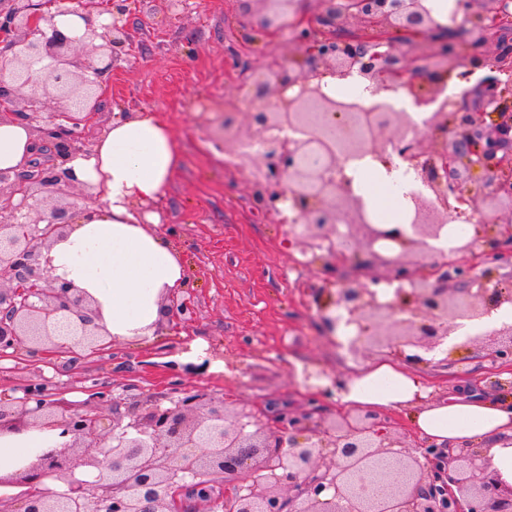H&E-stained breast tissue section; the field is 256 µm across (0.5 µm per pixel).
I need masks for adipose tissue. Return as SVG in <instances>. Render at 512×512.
<instances>
[{
    "label": "adipose tissue",
    "mask_w": 512,
    "mask_h": 512,
    "mask_svg": "<svg viewBox=\"0 0 512 512\" xmlns=\"http://www.w3.org/2000/svg\"><path fill=\"white\" fill-rule=\"evenodd\" d=\"M39 144L26 124L0 118V170H16L36 156ZM182 164L171 128L143 114H115L93 148L69 158L66 169L80 184L103 194L102 205L82 209L67 237L43 254L51 276L72 283L91 296L109 333L140 341L154 334L161 316L163 292L182 286L181 260L170 240L142 224L137 205L161 197ZM378 182L368 185L364 171ZM345 176L367 208L397 206L387 192L396 170L375 158L348 161ZM339 408L414 410L412 423L422 437L453 452L481 448L506 483L512 484V404L484 392L451 391L437 401L427 399L419 377L394 361L368 365L349 377L338 392ZM55 435L33 429L0 435V475L18 462L36 461L53 446Z\"/></svg>",
    "instance_id": "1"
}]
</instances>
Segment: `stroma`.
<instances>
[{
  "instance_id": "35a3bbf8",
  "label": "stroma",
  "mask_w": 512,
  "mask_h": 512,
  "mask_svg": "<svg viewBox=\"0 0 512 512\" xmlns=\"http://www.w3.org/2000/svg\"><path fill=\"white\" fill-rule=\"evenodd\" d=\"M131 39L112 70L101 97L100 123L114 111H145L167 121L182 151V164L158 200V231L170 234L189 280L195 314L191 324L171 321L147 342L115 339L110 350L82 357L74 374L57 376L69 357L52 353L32 360L15 356L0 368V402L9 403L28 378H56L63 401L87 399L100 384L121 394L134 384L139 399L167 394L172 384L260 409L271 403L289 411L309 407L297 374L303 364L347 377L381 360L384 349L338 356L324 329L311 291L320 284L316 267L303 264L287 225L276 216L253 217L252 180L262 161L236 157L226 169L224 138L215 122L225 98L241 111L255 106L250 82L226 79L229 48L243 60L284 61L292 53L286 37L254 39L244 27L240 0H190L181 15L162 10L158 0H128ZM221 355L224 370L176 374L174 365L195 342ZM490 364L478 349L444 348L420 370L432 396L461 381L488 385Z\"/></svg>"
}]
</instances>
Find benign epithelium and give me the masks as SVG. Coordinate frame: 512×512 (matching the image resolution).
<instances>
[{
  "instance_id": "1",
  "label": "benign epithelium",
  "mask_w": 512,
  "mask_h": 512,
  "mask_svg": "<svg viewBox=\"0 0 512 512\" xmlns=\"http://www.w3.org/2000/svg\"><path fill=\"white\" fill-rule=\"evenodd\" d=\"M86 21L84 53L56 27L39 26L35 0H10L0 10V113L10 115L53 146L64 160L79 152L83 107L122 58L129 35L126 0H112V24L97 29L94 0H59ZM243 14L267 36L288 32L295 55L288 63H247L262 105L249 113L251 131L236 128L238 107L224 100V138L235 151L262 140L263 180L255 208L289 225L323 263L325 286L315 300L334 307L354 327L347 348L386 347L408 364L426 361L458 328L480 321L512 291V0H456L457 32L437 24L425 0H242ZM481 70L477 102L438 101L449 80ZM353 74L377 96L370 105L344 104L322 89L325 78ZM294 94H288V91ZM405 92L418 108L435 106L424 124L432 150L405 110L388 100ZM388 165H412L424 190L411 194L409 229L372 222L344 175L355 156ZM73 186L55 166L36 172L0 170V355L18 351L90 353L112 346L94 301L42 264V252L65 236L69 210L62 200ZM480 215L472 239L440 253L428 265L417 254L441 238L448 224ZM381 268L351 284L342 275L349 259ZM397 284L382 301L376 287ZM163 318L192 320L187 298L167 293ZM481 344L497 371L512 372V324L468 336L459 348ZM310 399L341 390L344 381L304 368ZM168 401L170 406L163 405ZM16 411L0 409V434L33 427L67 438L46 448L34 464L0 476L1 486L25 489L0 498V512H179L189 473L206 484L224 482L220 512H512V485L478 451L452 454L429 442L405 443L386 414L369 409L313 420L283 409L269 417L199 390L126 402L100 390L58 415L52 380L38 375L21 389ZM112 410L106 418L102 407ZM97 471L90 477L91 471ZM63 483L58 490L47 476ZM288 486V493L281 492Z\"/></svg>"
}]
</instances>
